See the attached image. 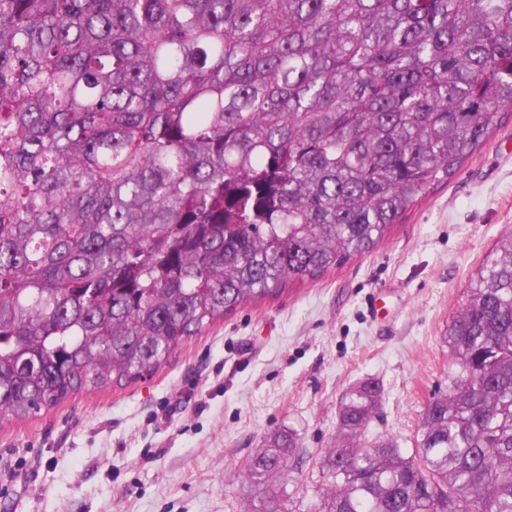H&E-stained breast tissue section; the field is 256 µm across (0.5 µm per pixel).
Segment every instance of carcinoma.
<instances>
[{
    "label": "carcinoma",
    "mask_w": 512,
    "mask_h": 512,
    "mask_svg": "<svg viewBox=\"0 0 512 512\" xmlns=\"http://www.w3.org/2000/svg\"><path fill=\"white\" fill-rule=\"evenodd\" d=\"M512 112V0H0V418L122 387L372 252ZM414 448L339 403L314 512H512V231ZM295 433L251 457L286 512Z\"/></svg>",
    "instance_id": "cac0c4a2"
}]
</instances>
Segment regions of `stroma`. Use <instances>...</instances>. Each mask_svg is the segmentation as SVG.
Listing matches in <instances>:
<instances>
[{"label": "stroma", "instance_id": "stroma-1", "mask_svg": "<svg viewBox=\"0 0 512 512\" xmlns=\"http://www.w3.org/2000/svg\"><path fill=\"white\" fill-rule=\"evenodd\" d=\"M512 227V115L367 256L214 324L135 382L0 420V512H250L245 463L273 430L297 433L289 512H311L345 391L373 379L366 431L401 447L447 393L444 333L469 278Z\"/></svg>", "mask_w": 512, "mask_h": 512}]
</instances>
